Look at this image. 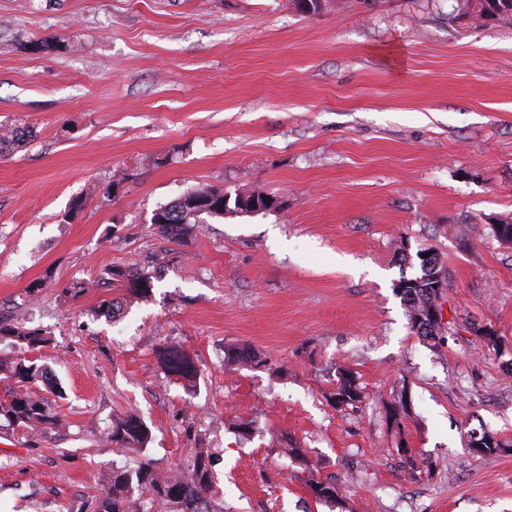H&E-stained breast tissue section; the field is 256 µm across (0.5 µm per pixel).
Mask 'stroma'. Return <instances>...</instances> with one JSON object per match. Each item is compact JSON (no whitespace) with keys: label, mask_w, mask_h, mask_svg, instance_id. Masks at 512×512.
<instances>
[{"label":"stroma","mask_w":512,"mask_h":512,"mask_svg":"<svg viewBox=\"0 0 512 512\" xmlns=\"http://www.w3.org/2000/svg\"><path fill=\"white\" fill-rule=\"evenodd\" d=\"M455 6L0 0V127L32 132L0 155V321L42 329L27 357L65 389L0 372L1 402L59 420L0 426V512H83L113 467L199 448L222 512H512V246L491 229L512 217V27ZM196 187L275 205L168 240L154 211ZM423 250L448 274L437 341L394 289ZM232 344L266 366L225 369ZM342 368L361 399L339 406ZM128 411L146 449L108 438ZM483 430L505 450L469 451ZM331 477L333 507L308 487ZM158 361L168 375L192 383L198 375L193 358L182 347L165 344L158 349ZM1 417L8 425L25 430L47 429L56 424L55 416L43 401L17 391L13 392L8 403H0Z\"/></svg>","instance_id":"obj_1"}]
</instances>
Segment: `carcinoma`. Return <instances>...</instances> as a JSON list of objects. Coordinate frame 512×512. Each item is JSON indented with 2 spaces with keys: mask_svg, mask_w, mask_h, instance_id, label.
I'll return each mask as SVG.
<instances>
[{
  "mask_svg": "<svg viewBox=\"0 0 512 512\" xmlns=\"http://www.w3.org/2000/svg\"><path fill=\"white\" fill-rule=\"evenodd\" d=\"M458 15L475 26H484L492 21L499 26H512V0H456ZM7 143L0 142V153L8 146H18L30 138V131L12 127L3 134ZM219 194L214 188H199L181 195L170 203L155 210L151 223L163 233L175 240H181L199 223L200 216L222 218L227 213L257 211V207L268 208L265 200L269 196L254 191L246 196H224V208L207 209L204 200ZM430 268L420 266L421 274L414 277H402L399 280V292L407 306L410 328L419 336L434 340L438 331L431 324L420 320L428 307L437 300V292L429 287L431 274L441 273L443 269L437 258H432ZM126 290L133 296L144 297L153 288L150 275L138 270L130 271L126 276ZM7 340L11 351L18 354L14 361L1 362L0 371H8L22 382L44 380L49 370L27 361L19 353L47 342L42 330L26 328L21 325L0 326V342ZM158 361L164 371L189 383L198 375L193 358L182 347L165 344L158 349ZM224 362L230 366L238 364H261L260 356L246 347H228L224 349ZM361 399L356 380L350 372L342 369L337 376L336 391L333 400L336 405L349 404ZM0 418L8 425L25 430L47 429L56 424V418L48 406L27 393L14 392L11 400L0 403ZM111 440L128 448L143 449L151 440L145 421L135 412L125 413L112 422ZM212 453L207 448L199 449L187 461L181 475L162 477L151 464L144 462L137 468L114 467L106 482L103 495L92 505V512H154L155 504L166 502L172 506V512H192L190 505L195 501L209 504L208 493L212 487ZM309 488L315 499L336 504L339 497L336 485L329 481L313 478Z\"/></svg>",
  "mask_w": 512,
  "mask_h": 512,
  "instance_id": "cac0c4a2",
  "label": "carcinoma"
}]
</instances>
